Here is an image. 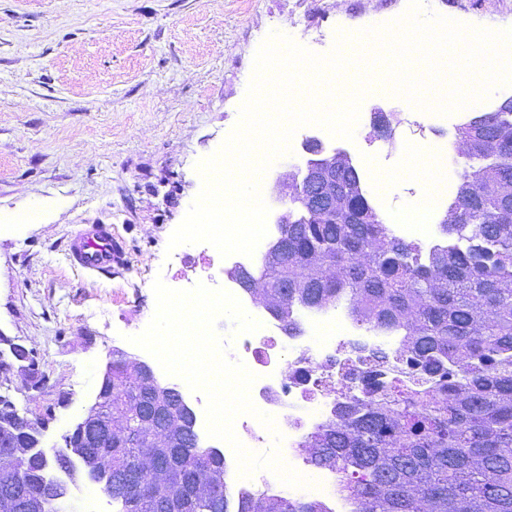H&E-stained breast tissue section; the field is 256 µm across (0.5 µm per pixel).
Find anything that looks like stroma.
<instances>
[{"label": "stroma", "mask_w": 512, "mask_h": 512, "mask_svg": "<svg viewBox=\"0 0 512 512\" xmlns=\"http://www.w3.org/2000/svg\"><path fill=\"white\" fill-rule=\"evenodd\" d=\"M426 9L474 28L512 29V0H423ZM409 0H0V333L32 351L46 377L28 390L11 373L21 414L50 416L45 444L60 442L102 383L111 350L131 343L156 310L154 280L169 288L223 275L207 243L169 248L203 186L198 163L239 121L254 56L271 33L326 56L339 35L388 24ZM400 114L392 137L372 134L373 108ZM349 150L363 188L378 186L379 213L403 209L409 188L432 182L424 157L449 151L459 115L429 118L410 141L413 107L392 87L368 90ZM42 210L40 223L4 228ZM83 224H109L124 267L75 270L66 241Z\"/></svg>", "instance_id": "35a3bbf8"}]
</instances>
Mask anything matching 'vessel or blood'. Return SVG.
Here are the masks:
<instances>
[{
  "label": "vessel or blood",
  "mask_w": 512,
  "mask_h": 512,
  "mask_svg": "<svg viewBox=\"0 0 512 512\" xmlns=\"http://www.w3.org/2000/svg\"><path fill=\"white\" fill-rule=\"evenodd\" d=\"M71 265L88 273L107 272L123 265L124 252L111 225L84 224L67 241Z\"/></svg>",
  "instance_id": "vessel-or-blood-1"
}]
</instances>
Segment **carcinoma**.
I'll return each mask as SVG.
<instances>
[{
	"label": "carcinoma",
	"mask_w": 512,
	"mask_h": 512,
	"mask_svg": "<svg viewBox=\"0 0 512 512\" xmlns=\"http://www.w3.org/2000/svg\"><path fill=\"white\" fill-rule=\"evenodd\" d=\"M457 137L468 168L448 223L438 225L444 243L426 250L392 235L357 170L340 166L346 222L294 195L290 204L308 223L280 225L287 249L261 255L242 273L267 306L325 311L349 298L356 322L404 332L415 366L435 379L425 400L406 395L345 410L309 448L314 465L343 464L361 476L346 485L359 512H512V100L471 118ZM134 373L126 359H112V502L127 512H170L171 496L189 488L178 512H324L302 499H236L223 458L199 445L183 414L170 421L175 447H125L122 435L143 418L145 398L129 387ZM1 423L13 429L24 459L23 471H0V489L19 476L33 498L61 497L40 470L81 435L64 434L48 450L9 402L0 405ZM157 454L174 458L164 476L143 467Z\"/></svg>",
	"instance_id": "obj_1"
}]
</instances>
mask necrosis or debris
I'll list each match as a JSON object with an SVG mask.
<instances>
[{
  "label": "necrosis or debris",
  "mask_w": 512,
  "mask_h": 512,
  "mask_svg": "<svg viewBox=\"0 0 512 512\" xmlns=\"http://www.w3.org/2000/svg\"><path fill=\"white\" fill-rule=\"evenodd\" d=\"M206 283L212 289L225 288L259 321L256 332L234 338L228 356L254 374L249 391L253 405L274 418L283 436L280 453L285 463L310 481L309 486L290 488L273 472L260 470L249 478L237 476V495L250 498L285 492L322 502L326 512H357L354 500L342 490L347 471L313 468L304 446L324 424L339 419L343 407L373 399V392L365 388L368 379L388 387L411 383L400 336L366 330L347 312L304 308L294 312L297 330L292 333L232 280L221 283L210 276ZM383 345L390 348L389 358H373V350Z\"/></svg>",
  "instance_id": "necrosis-or-debris-1"
}]
</instances>
